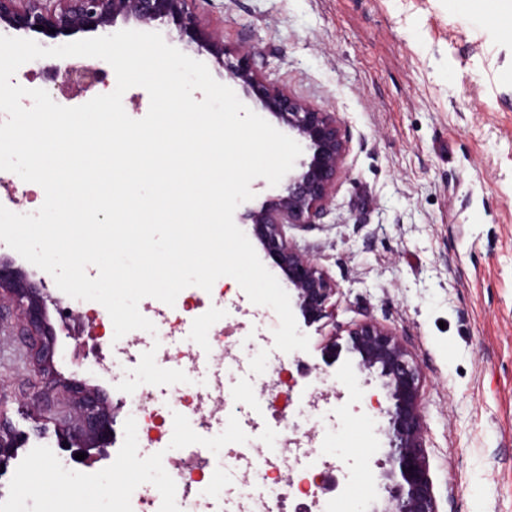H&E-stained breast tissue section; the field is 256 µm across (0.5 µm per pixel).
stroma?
I'll return each instance as SVG.
<instances>
[{"label": "stroma", "mask_w": 512, "mask_h": 512, "mask_svg": "<svg viewBox=\"0 0 512 512\" xmlns=\"http://www.w3.org/2000/svg\"><path fill=\"white\" fill-rule=\"evenodd\" d=\"M202 17L229 56L254 51L270 83L338 113L349 152L328 214L289 228L290 241L336 284L335 315L304 333L308 351L275 349L279 324L224 280V311L241 355L260 344L261 361L288 362L286 413L311 433L309 454L334 451L336 490L362 512L380 503L375 461L383 446L371 406L379 386H363L353 361H330L334 328L367 319L391 328L420 363L429 476L439 512H512V14L499 0H210ZM46 58L15 78L59 105L84 104L46 78ZM0 268L40 288L48 323L60 330L63 296L53 277L10 247ZM20 311L0 307V411L27 431L26 448L48 446L71 459L53 411L70 408L62 383L79 379L114 411L113 435L95 444L84 468L104 465L123 443L125 401L144 383L160 388L165 419L177 406L176 363L146 340L136 359L117 355L112 375L83 369L90 336L57 338L54 379L37 369L22 337ZM343 394L314 410L319 380ZM40 390L53 411L29 403Z\"/></svg>", "instance_id": "obj_1"}]
</instances>
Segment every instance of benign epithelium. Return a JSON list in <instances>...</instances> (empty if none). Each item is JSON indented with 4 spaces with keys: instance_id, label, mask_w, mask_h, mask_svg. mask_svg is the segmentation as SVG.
<instances>
[{
    "instance_id": "obj_1",
    "label": "benign epithelium",
    "mask_w": 512,
    "mask_h": 512,
    "mask_svg": "<svg viewBox=\"0 0 512 512\" xmlns=\"http://www.w3.org/2000/svg\"><path fill=\"white\" fill-rule=\"evenodd\" d=\"M202 0H0V34L40 33L55 39L78 32H107L121 18L138 25L162 22L174 25L187 46L197 45L224 65L227 77L264 114L274 117L309 157L299 159L288 172L280 194L240 212L237 223L252 227L263 249L282 272L296 297L304 321L314 323L327 315L336 284L310 258L293 246L287 229L313 224L327 213L336 179L349 149V140L336 113L323 112L294 96L287 89L266 82L254 69L246 52L236 62L224 63V40L202 25ZM43 27L39 31L36 26ZM55 32H50V29ZM69 86L92 92L103 82L102 71L91 65L70 63L66 67ZM21 311L22 334L43 373L51 375L57 335L45 331L46 309L31 288L10 289ZM346 350L358 358L364 383L377 380L386 391L387 405L379 408L386 442L377 459L380 487L387 505L382 512H438L426 459V424L421 407L423 374L412 353L391 329L372 320L348 329ZM74 415L62 424L68 448L85 453L89 443L112 431L113 411L84 384L70 381ZM0 415V469L7 470L14 449L22 447L26 433L13 430L3 435Z\"/></svg>"
}]
</instances>
